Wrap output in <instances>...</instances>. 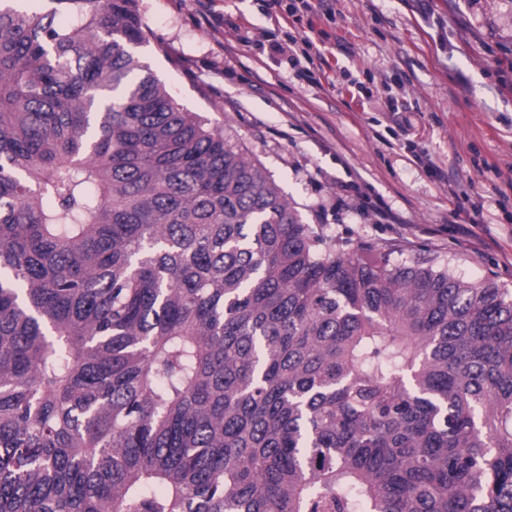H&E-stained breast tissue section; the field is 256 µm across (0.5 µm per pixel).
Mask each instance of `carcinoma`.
Returning a JSON list of instances; mask_svg holds the SVG:
<instances>
[{"label":"carcinoma","instance_id":"cac0c4a2","mask_svg":"<svg viewBox=\"0 0 512 512\" xmlns=\"http://www.w3.org/2000/svg\"><path fill=\"white\" fill-rule=\"evenodd\" d=\"M0 0V512H512V290L346 252L138 48Z\"/></svg>","mask_w":512,"mask_h":512}]
</instances>
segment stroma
<instances>
[{
  "label": "stroma",
  "instance_id": "35a3bbf8",
  "mask_svg": "<svg viewBox=\"0 0 512 512\" xmlns=\"http://www.w3.org/2000/svg\"><path fill=\"white\" fill-rule=\"evenodd\" d=\"M306 79L258 46L261 0H139L140 52L177 102L257 159L345 248L395 243L512 289V0H332ZM169 47L181 67L156 50ZM394 223H376L372 205Z\"/></svg>",
  "mask_w": 512,
  "mask_h": 512
}]
</instances>
